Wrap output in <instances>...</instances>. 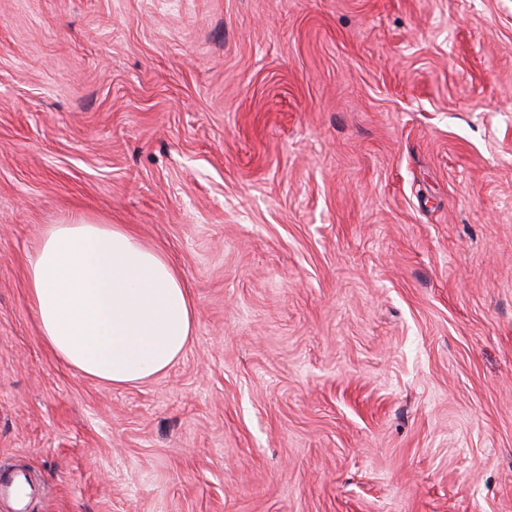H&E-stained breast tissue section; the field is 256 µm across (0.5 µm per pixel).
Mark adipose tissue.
<instances>
[{
    "label": "adipose tissue",
    "mask_w": 512,
    "mask_h": 512,
    "mask_svg": "<svg viewBox=\"0 0 512 512\" xmlns=\"http://www.w3.org/2000/svg\"><path fill=\"white\" fill-rule=\"evenodd\" d=\"M49 348L115 385L164 372L185 351L194 306L165 254L123 224L79 216L53 225L27 269Z\"/></svg>",
    "instance_id": "1"
}]
</instances>
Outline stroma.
<instances>
[{"label": "stroma", "instance_id": "obj_1", "mask_svg": "<svg viewBox=\"0 0 512 512\" xmlns=\"http://www.w3.org/2000/svg\"><path fill=\"white\" fill-rule=\"evenodd\" d=\"M195 306L113 386L44 342L51 225ZM29 512H512V0H0V469Z\"/></svg>", "mask_w": 512, "mask_h": 512}]
</instances>
